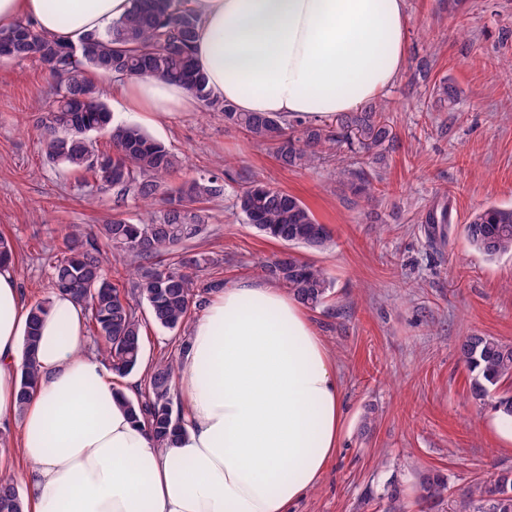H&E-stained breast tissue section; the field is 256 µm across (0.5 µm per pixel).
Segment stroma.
Instances as JSON below:
<instances>
[{
    "instance_id": "35a3bbf8",
    "label": "stroma",
    "mask_w": 512,
    "mask_h": 512,
    "mask_svg": "<svg viewBox=\"0 0 512 512\" xmlns=\"http://www.w3.org/2000/svg\"><path fill=\"white\" fill-rule=\"evenodd\" d=\"M408 51L397 81L380 99L394 146L374 167L373 200L353 194L342 164L286 169L271 145L225 126L205 107L165 126L127 110L113 78L94 77L116 121L141 126L183 160L180 180L224 175V194L205 208L206 232L193 251L209 255L207 278L225 285L258 277L281 243L246 224L236 195L261 180L300 198L327 225L326 249L297 248L334 281L327 306L309 315L334 352L347 425L319 485L292 512H382L389 484L409 512L419 477L440 470L448 492L432 512H471L468 490L512 471V444L492 427L495 412L473 393L458 359L460 336L512 343V256L486 260L462 234L481 206L512 204V0H405ZM458 91L439 105L434 87ZM56 81L37 62L0 59V234L15 246V274L26 303L49 292L48 271L72 226L103 224L112 202L88 205L81 173L49 161L36 122ZM449 205L445 240L428 241V210ZM143 369L179 358L181 340L154 326L140 307ZM142 371L133 380H143ZM378 421L362 430L366 405Z\"/></svg>"
}]
</instances>
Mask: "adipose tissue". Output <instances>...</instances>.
Listing matches in <instances>:
<instances>
[{
  "instance_id": "1",
  "label": "adipose tissue",
  "mask_w": 512,
  "mask_h": 512,
  "mask_svg": "<svg viewBox=\"0 0 512 512\" xmlns=\"http://www.w3.org/2000/svg\"><path fill=\"white\" fill-rule=\"evenodd\" d=\"M196 61L214 97L243 112L327 120L376 100L407 51L404 0H192ZM131 0H0V27L26 18L76 43L125 16ZM161 125L195 111L182 85L120 88ZM28 307L0 268V423L19 420L24 512H290L339 451L346 412L334 356L305 307L277 281L247 279L210 300L190 328L176 393L183 432L158 447L85 350V309L53 294L36 350L40 373L17 404Z\"/></svg>"
}]
</instances>
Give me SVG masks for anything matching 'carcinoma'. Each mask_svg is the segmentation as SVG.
<instances>
[{
  "label": "carcinoma",
  "instance_id": "obj_1",
  "mask_svg": "<svg viewBox=\"0 0 512 512\" xmlns=\"http://www.w3.org/2000/svg\"><path fill=\"white\" fill-rule=\"evenodd\" d=\"M131 2L125 17L77 44L62 43L29 22L0 29L1 60H34L58 79L52 97L40 105V143L46 157L91 176L97 192L112 194L115 209L131 201L141 207L136 222L116 216L85 233L65 235L61 256L48 272L51 291L69 294L85 307L99 353L120 377L138 370L142 363L141 302H146L155 325L184 332L185 349L191 309L203 307L209 295L223 290V281L202 278L210 264L206 256L186 254L169 264L163 256L171 247L204 232L207 215L196 203L223 195L224 184L218 175L207 173L172 186L169 179L181 170V160L140 127L113 122L92 75L117 80L153 75L180 82L225 124L272 145L285 168L304 167L344 147L358 166L356 181L351 183L356 194L374 193L363 165L383 157L395 142L387 105L376 101L358 112L341 113L329 123L238 111L233 104L211 96L205 74L194 63L200 19L191 0ZM98 133L108 139L110 151L99 150L92 138ZM158 200L165 206L155 211L152 206ZM237 206L247 223L288 247L262 263L261 272L304 306L327 305L333 283L325 270L293 252L296 247L326 248L331 241L327 225L318 223L297 196L261 182L243 190ZM424 223L430 236L444 232L450 223L448 206L431 209ZM465 235L468 244L489 259L511 255L512 207L490 205L472 214ZM113 257L133 267L136 280L131 285L110 278ZM48 308L47 297L29 308V325L22 337L25 359L18 377L20 408L39 382L37 325ZM458 353L477 374L476 397H489L504 382L512 381L511 343L469 334L461 337ZM177 369V360L162 358L148 369L136 397L120 394L130 417L145 423L160 446L172 445L182 430L181 412L171 396ZM447 491V479L438 471H428L419 479L418 498L423 504L439 502ZM386 499V512H406L398 487L388 489ZM470 507L472 512H512V474L501 473L474 484ZM0 512H23V497L12 479H0Z\"/></svg>",
  "mask_w": 512,
  "mask_h": 512
}]
</instances>
